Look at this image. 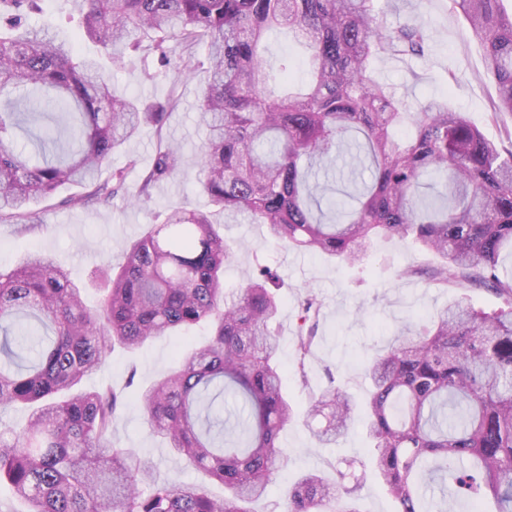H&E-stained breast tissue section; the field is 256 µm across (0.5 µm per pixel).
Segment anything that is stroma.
<instances>
[{
    "instance_id": "stroma-1",
    "label": "stroma",
    "mask_w": 512,
    "mask_h": 512,
    "mask_svg": "<svg viewBox=\"0 0 512 512\" xmlns=\"http://www.w3.org/2000/svg\"><path fill=\"white\" fill-rule=\"evenodd\" d=\"M41 7L35 22L49 23L59 35L74 40L79 54H96L92 43L79 39L78 19L65 0H42ZM416 18L434 33L428 52L421 57L380 59L374 64L375 78L408 106L444 96L487 138L497 142L512 138V114H492L495 86L486 74L482 50L468 23L450 14L445 0H424ZM108 77L117 93L145 104H162L172 97L178 98L179 104L168 115L163 134H156L153 127H143L113 154L104 175L127 168L128 156H135L138 164L127 168V184L130 191H137L153 164L162 135L178 143L186 159H195L206 135L197 109L198 80L180 76L173 67L153 59L112 69ZM184 201L199 209L206 206L205 198L196 193L195 172L190 168L159 183L150 200L139 204L119 197L108 205L65 206L56 198L44 201L41 224L28 228L0 223V266L9 267L23 254L37 249L64 264L73 280L87 281L95 268L122 263L127 245L142 234L145 226L168 206ZM220 231L236 248L235 261L224 271L226 294L237 291L244 269L259 264L276 271L283 284V305L272 325L282 347L283 362L293 360L300 298L310 292L320 302L309 384L301 386L290 374L283 381L284 394L300 411L332 381L356 401H363L368 387L362 374L364 360L385 347L405 324L445 306L456 293L455 288H438L421 278H396L398 268L426 270L435 262L433 254L410 243L376 241L363 262L348 267L328 256L270 243L260 224H225ZM181 344V338L162 336L135 354L113 353L101 370L85 379L84 386L92 389L109 385L126 392L148 385L169 371ZM363 421V412L355 411L347 434L328 446L315 441L304 419L289 424L281 437L283 446L291 451L288 468L274 476L266 499L257 505L259 512H285L288 477L308 470L330 472L343 460L366 458L369 442ZM113 440L120 447L135 448L150 456L160 477L183 482L202 479L197 471L173 458L151 433L137 402H130L121 412Z\"/></svg>"
}]
</instances>
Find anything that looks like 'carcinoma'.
<instances>
[{"label": "carcinoma", "instance_id": "carcinoma-1", "mask_svg": "<svg viewBox=\"0 0 512 512\" xmlns=\"http://www.w3.org/2000/svg\"><path fill=\"white\" fill-rule=\"evenodd\" d=\"M41 0H0V221L41 224L35 205L71 186L67 204L129 196L126 172L99 176L112 154L145 124L162 133L166 111L112 93L98 60L28 14ZM82 36L114 66L158 56L195 77L207 47L199 111L208 136L196 156L203 211L167 209L162 223L126 250L121 266L93 279L107 284L101 305L52 258L29 252L0 270V414L29 410L19 430L0 426V482L29 512H249L288 467L281 432L296 412L282 389L287 372L270 325L282 300L267 268L243 271L241 291L224 306V266L233 248L224 223L266 226L277 243L355 264L376 238L404 241L441 258L429 283L463 292L429 318L401 330L366 366L371 383L367 434L373 467L396 512H453L423 491L434 472L465 497L512 512V149L483 136L445 98L410 109L373 78L386 57L421 55L431 29L414 20L392 27V0H68ZM502 0H447L478 40L497 91L493 117L512 113V14ZM284 29L310 49L312 81L280 95L279 76L261 54L265 35ZM65 120L66 147L32 126ZM36 142L32 157L18 132ZM368 162L370 182L322 208L319 172L342 145ZM180 147L158 143L132 198L145 201L184 169ZM483 287L503 299L493 312L464 292ZM316 297L300 308L293 370L307 383ZM204 324L210 339L183 350L177 367L144 389L139 405L153 435L202 476L224 485L160 481L150 457L112 441L123 399L110 388L81 389L115 347ZM352 406L336 386L308 408L321 443L348 428ZM346 473L307 471L288 487V512H358Z\"/></svg>", "mask_w": 512, "mask_h": 512}]
</instances>
